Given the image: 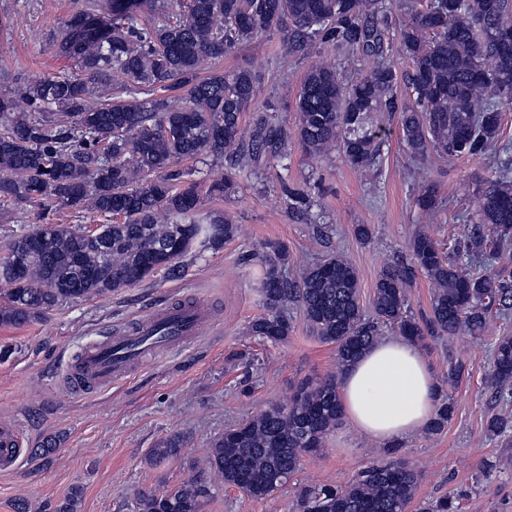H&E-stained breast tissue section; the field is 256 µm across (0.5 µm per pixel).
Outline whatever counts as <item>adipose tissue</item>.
Returning <instances> with one entry per match:
<instances>
[{
  "instance_id": "adipose-tissue-1",
  "label": "adipose tissue",
  "mask_w": 512,
  "mask_h": 512,
  "mask_svg": "<svg viewBox=\"0 0 512 512\" xmlns=\"http://www.w3.org/2000/svg\"><path fill=\"white\" fill-rule=\"evenodd\" d=\"M340 394L345 417L356 430L390 443L407 439L432 418L437 383L415 345L390 337L348 367Z\"/></svg>"
}]
</instances>
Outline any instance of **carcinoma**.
Returning a JSON list of instances; mask_svg holds the SVG:
<instances>
[{
	"label": "carcinoma",
	"instance_id": "cac0c4a2",
	"mask_svg": "<svg viewBox=\"0 0 512 512\" xmlns=\"http://www.w3.org/2000/svg\"><path fill=\"white\" fill-rule=\"evenodd\" d=\"M104 2L107 12L78 10L61 27L57 52L77 60L78 74L28 77L0 93V199L38 208L40 221L3 245L0 281L10 288L1 326L35 322L62 302L104 296L157 273L176 278L188 253L233 239L237 225L200 214L201 196L196 185H183L180 160L209 155L236 169L266 156L284 160L294 140L310 154L336 148L367 167L381 157L380 135L369 127L374 112L399 114L415 159L432 150L480 156L497 141L502 108L512 102V0H427L395 32L389 0H173L172 13L160 0ZM270 32L281 35L289 54L320 42L357 51L370 66L348 86L331 65L309 69L296 94L293 136L261 112L245 142L241 126L256 76L236 69L202 77L200 65ZM394 49L411 64L410 103L394 92L397 71L383 62ZM114 90L129 98L112 101ZM511 170L512 156L481 191L463 247L446 253L424 231L411 238L410 259L379 273L371 318L345 258L333 255L291 279L284 274L287 246L264 243L265 313L249 334L285 342L292 324L284 308L295 304L316 338L335 345L342 372L378 341L383 326L416 344L428 336L481 335L491 312H512V275L493 266L470 272L459 257L512 239ZM284 193L291 208L310 206L304 189L286 185ZM66 207L119 213L123 222L102 224L91 237L81 227L45 221ZM419 274L435 286L423 321L408 313V288ZM492 377L498 399L512 400V335L496 338ZM339 385L334 376L306 380L288 403H271L224 430L210 441L214 481L145 493L137 512H202L217 481L254 500L271 497L341 423ZM452 415V402L440 400L425 433L442 431ZM510 431L507 418L487 423L494 437ZM181 447L180 437H169L150 450L148 462L175 458ZM383 453L345 485L301 488L293 512H408L421 474L401 457V443ZM80 497V489H70L53 512H77Z\"/></svg>",
	"mask_w": 512,
	"mask_h": 512
}]
</instances>
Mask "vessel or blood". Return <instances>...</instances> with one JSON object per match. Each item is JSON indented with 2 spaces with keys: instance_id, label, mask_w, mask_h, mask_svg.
<instances>
[{
  "instance_id": "obj_1",
  "label": "vessel or blood",
  "mask_w": 512,
  "mask_h": 512,
  "mask_svg": "<svg viewBox=\"0 0 512 512\" xmlns=\"http://www.w3.org/2000/svg\"><path fill=\"white\" fill-rule=\"evenodd\" d=\"M210 324V311L201 302L155 308L131 327L85 348L70 366L67 384L76 394L109 388L135 365L195 342ZM17 444L16 429L1 426L0 470L9 471L16 464Z\"/></svg>"
}]
</instances>
